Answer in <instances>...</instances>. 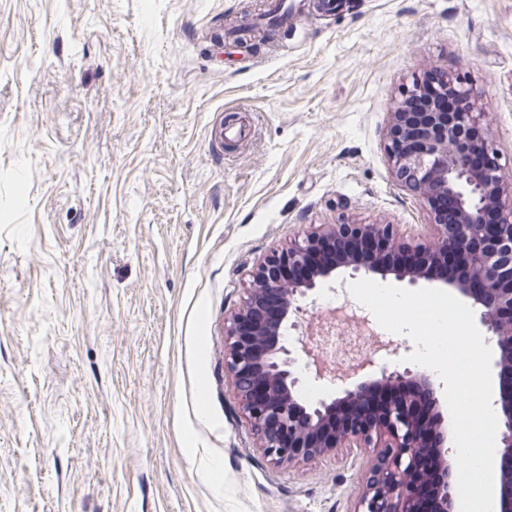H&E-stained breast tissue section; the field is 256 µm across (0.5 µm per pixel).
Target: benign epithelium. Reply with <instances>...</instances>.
<instances>
[{"label":"benign epithelium","mask_w":512,"mask_h":512,"mask_svg":"<svg viewBox=\"0 0 512 512\" xmlns=\"http://www.w3.org/2000/svg\"><path fill=\"white\" fill-rule=\"evenodd\" d=\"M391 113L386 153L392 173L427 201L445 196L455 223L431 212L429 245L402 239L395 224H322L273 253L253 273L243 307L224 323V363L261 448L278 463L313 460L339 448H371L356 512H453L457 490L447 448V404L420 370L391 364L400 347L373 356L335 378L320 355L297 339L308 374L341 395L302 399L288 329L303 303L322 287L337 292L346 278L391 277L414 287H448L479 311L493 342L502 420L498 512H512V172L500 163L482 114L469 106L444 112ZM416 255L407 266L382 253Z\"/></svg>","instance_id":"benign-epithelium-1"}]
</instances>
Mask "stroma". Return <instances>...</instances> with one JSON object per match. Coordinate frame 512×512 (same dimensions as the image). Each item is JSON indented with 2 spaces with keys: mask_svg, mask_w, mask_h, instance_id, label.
<instances>
[{
  "mask_svg": "<svg viewBox=\"0 0 512 512\" xmlns=\"http://www.w3.org/2000/svg\"><path fill=\"white\" fill-rule=\"evenodd\" d=\"M0 0V512H355L372 451L279 464L224 367L321 224L433 240L384 150L437 70L512 168V0Z\"/></svg>",
  "mask_w": 512,
  "mask_h": 512,
  "instance_id": "stroma-1",
  "label": "stroma"
}]
</instances>
